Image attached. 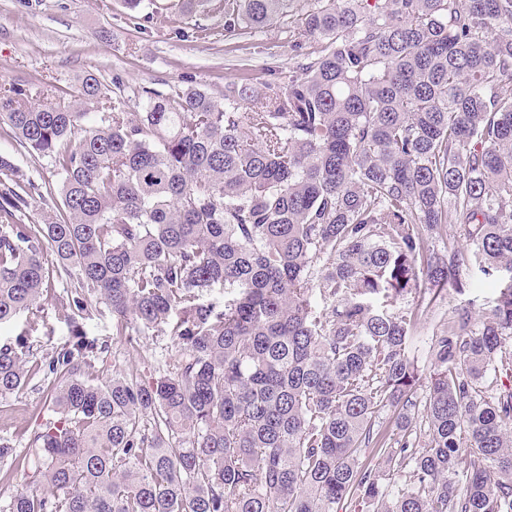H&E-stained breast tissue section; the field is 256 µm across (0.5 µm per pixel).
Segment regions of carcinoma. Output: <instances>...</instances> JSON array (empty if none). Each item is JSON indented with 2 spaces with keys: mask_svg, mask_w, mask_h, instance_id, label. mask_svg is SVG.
Segmentation results:
<instances>
[{
  "mask_svg": "<svg viewBox=\"0 0 512 512\" xmlns=\"http://www.w3.org/2000/svg\"><path fill=\"white\" fill-rule=\"evenodd\" d=\"M292 2L224 0L225 35ZM289 44L260 97L230 81L128 112L93 74L49 105L0 87V124L60 176L32 222L0 155V323L69 281L77 312L93 298L117 334L182 350L147 383L78 374L84 341L45 361L54 415L23 455L0 439L30 484L7 512H512V282L483 320L448 313L426 376L418 311L369 301L512 271V0H314ZM443 224L465 242L436 245ZM216 285L220 312L200 302ZM32 373L24 341L0 347L1 399Z\"/></svg>",
  "mask_w": 512,
  "mask_h": 512,
  "instance_id": "carcinoma-1",
  "label": "carcinoma"
}]
</instances>
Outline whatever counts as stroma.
Returning a JSON list of instances; mask_svg holds the SVG:
<instances>
[{"mask_svg": "<svg viewBox=\"0 0 512 512\" xmlns=\"http://www.w3.org/2000/svg\"><path fill=\"white\" fill-rule=\"evenodd\" d=\"M312 2L294 0L285 21L235 38L224 34L222 8L187 14L182 0H142L134 16L122 0H0V85H50L73 96L91 73L108 97L123 98L136 112L137 94L144 90L166 94L195 87L220 97L230 81L279 83L296 62L288 33L299 27ZM0 154L11 156L38 189L57 186L59 178L46 161L29 155L1 130ZM417 285L392 307L419 308L421 321L409 356L426 369L431 365L429 338L447 322L449 312L466 307L480 316L491 313L507 277L471 266L428 305L420 301L426 281ZM66 294L61 283H53L39 313L23 312L1 323L0 345L25 340L29 361L40 362L76 340L93 343L101 354L84 375L96 383L117 370L154 375L178 357L181 348L171 337L136 325L129 326L127 336L117 335L109 307L97 303L89 314L78 316L62 307ZM132 337L137 340L133 346L128 343ZM47 385L44 375H36L22 393L0 401V437L10 440L18 454L27 452L38 425L52 415Z\"/></svg>", "mask_w": 512, "mask_h": 512, "instance_id": "1", "label": "stroma"}]
</instances>
